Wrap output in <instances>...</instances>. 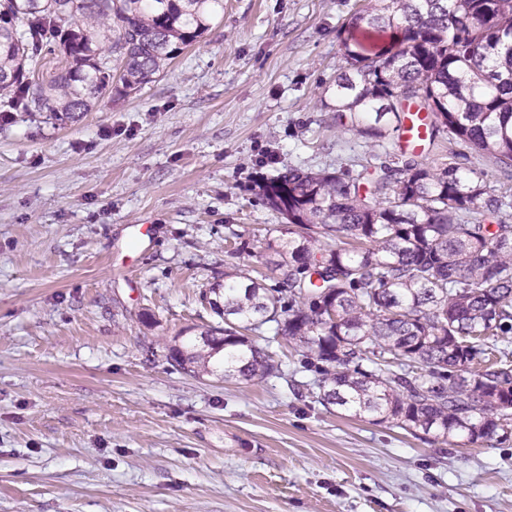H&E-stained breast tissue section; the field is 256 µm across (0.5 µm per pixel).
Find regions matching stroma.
<instances>
[{"label": "stroma", "instance_id": "35a3bbf8", "mask_svg": "<svg viewBox=\"0 0 512 512\" xmlns=\"http://www.w3.org/2000/svg\"><path fill=\"white\" fill-rule=\"evenodd\" d=\"M361 0H224L167 71L73 121L0 124V512H512V442L456 447L324 404L308 358L185 374L167 344L220 319L202 293L283 225L254 192L372 157L323 105ZM512 180L464 143L418 156Z\"/></svg>", "mask_w": 512, "mask_h": 512}]
</instances>
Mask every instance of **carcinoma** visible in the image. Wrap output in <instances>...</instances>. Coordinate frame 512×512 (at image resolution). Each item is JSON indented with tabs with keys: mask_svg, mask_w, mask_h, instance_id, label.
<instances>
[{
	"mask_svg": "<svg viewBox=\"0 0 512 512\" xmlns=\"http://www.w3.org/2000/svg\"><path fill=\"white\" fill-rule=\"evenodd\" d=\"M224 0H0V101L58 118L155 81L210 29ZM350 26L397 29L391 60L359 57L336 80V122L375 143L409 104L439 131L512 168V0H363ZM70 67L46 86L44 52ZM288 221L256 257L278 287L237 266L208 292L224 327L169 350L195 377L279 371L249 333L268 325L313 356L320 399L453 446L512 441V204L454 164L395 154L377 171L288 168L258 184ZM336 243H330V240ZM288 299V305L282 300Z\"/></svg>",
	"mask_w": 512,
	"mask_h": 512,
	"instance_id": "cac0c4a2",
	"label": "carcinoma"
}]
</instances>
